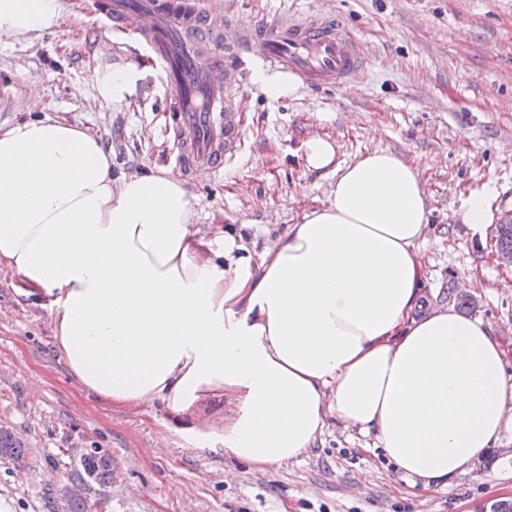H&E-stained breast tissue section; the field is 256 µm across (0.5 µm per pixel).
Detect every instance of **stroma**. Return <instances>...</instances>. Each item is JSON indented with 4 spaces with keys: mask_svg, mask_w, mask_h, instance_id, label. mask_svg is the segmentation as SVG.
Wrapping results in <instances>:
<instances>
[{
    "mask_svg": "<svg viewBox=\"0 0 512 512\" xmlns=\"http://www.w3.org/2000/svg\"><path fill=\"white\" fill-rule=\"evenodd\" d=\"M59 26L33 40L0 44V124L41 114L96 131L120 176L174 168L166 85L126 30L105 33L90 0H62ZM201 14L237 24L284 12L334 15L360 38L365 70L340 88L290 78L267 96L259 70L232 99L241 145L223 169L190 175L199 224H239L264 247L303 212L325 201L332 174L308 170L305 140L328 134L338 161L375 149L423 169L430 227L420 252L431 305L491 323L512 354V267L499 265L495 225L460 223L461 199L493 186L499 215L512 214V0H189ZM139 61L146 69L128 102L92 105L97 71ZM39 100H32L30 87ZM82 87L83 96L73 94ZM161 404L130 411L83 393L58 351L47 308L19 295L0 270V422L26 446L0 459V512H67L80 489L87 512H494L512 503V431L471 471L423 491L364 451L358 433L331 427L303 460L261 472L221 447L179 436L157 445ZM105 449L112 478L79 485L86 449Z\"/></svg>",
    "mask_w": 512,
    "mask_h": 512,
    "instance_id": "stroma-1",
    "label": "stroma"
}]
</instances>
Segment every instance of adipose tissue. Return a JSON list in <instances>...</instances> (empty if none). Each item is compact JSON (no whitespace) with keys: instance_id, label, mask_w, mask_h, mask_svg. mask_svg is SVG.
Segmentation results:
<instances>
[{"instance_id":"adipose-tissue-1","label":"adipose tissue","mask_w":512,"mask_h":512,"mask_svg":"<svg viewBox=\"0 0 512 512\" xmlns=\"http://www.w3.org/2000/svg\"><path fill=\"white\" fill-rule=\"evenodd\" d=\"M62 15V0H0V43ZM145 75L134 62L104 70L96 98L124 102ZM303 157L333 174L328 201L257 252L234 225L196 227L172 172L113 177L89 128L48 115L0 125V268L45 301L86 395L163 404L160 442L218 441L269 470L338 422L411 483L448 484L512 426L505 349L482 317L424 303L420 163L378 149L342 163L319 134ZM495 196L470 190L461 222L493 223ZM214 395L230 411L205 431L194 415Z\"/></svg>"}]
</instances>
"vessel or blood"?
<instances>
[{
	"instance_id": "obj_1",
	"label": "vessel or blood",
	"mask_w": 512,
	"mask_h": 512,
	"mask_svg": "<svg viewBox=\"0 0 512 512\" xmlns=\"http://www.w3.org/2000/svg\"><path fill=\"white\" fill-rule=\"evenodd\" d=\"M107 17L132 29L162 70L167 110L178 144L176 166L223 168L240 140V120L229 83L255 61L282 77L340 87L364 67L357 37L334 18H273L240 27L226 46L224 21L201 15L186 0H111Z\"/></svg>"
}]
</instances>
